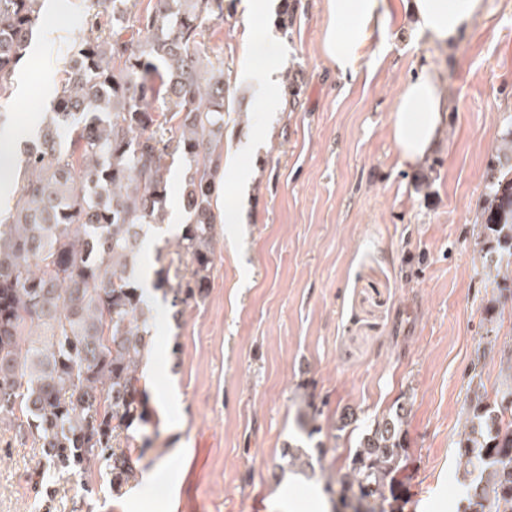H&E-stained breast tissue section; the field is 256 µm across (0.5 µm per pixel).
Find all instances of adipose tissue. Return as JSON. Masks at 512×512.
Segmentation results:
<instances>
[{"mask_svg":"<svg viewBox=\"0 0 512 512\" xmlns=\"http://www.w3.org/2000/svg\"><path fill=\"white\" fill-rule=\"evenodd\" d=\"M418 38L453 45L485 11L484 0H408ZM331 20L322 51L340 77L357 76L375 31L390 22L389 0H328ZM448 99L439 73L422 67L402 87L390 114V130L401 164L422 165L432 154L446 121Z\"/></svg>","mask_w":512,"mask_h":512,"instance_id":"obj_1","label":"adipose tissue"}]
</instances>
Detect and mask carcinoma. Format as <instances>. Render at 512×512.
Instances as JSON below:
<instances>
[{
	"instance_id": "obj_1",
	"label": "carcinoma",
	"mask_w": 512,
	"mask_h": 512,
	"mask_svg": "<svg viewBox=\"0 0 512 512\" xmlns=\"http://www.w3.org/2000/svg\"><path fill=\"white\" fill-rule=\"evenodd\" d=\"M47 0H0V99L32 51ZM80 33L68 76L21 171L6 158L0 177L13 207L0 213V422L40 444L42 469L73 475L106 463L112 491L137 481L150 444L142 365L155 316L134 267L150 233L169 220V169L185 162L186 222L167 257L157 251L152 288L174 308L205 299L216 257L214 196L223 172L224 62L205 45L224 0H79ZM496 147L475 219L496 284L490 324L474 349L463 428L455 445L463 496L458 512H512V343L499 342L512 304V115ZM503 377L493 392L487 362ZM288 468L314 471L301 442L319 433L320 410L298 395ZM409 409L402 402L362 434L344 472L327 479L353 512H392L387 492L407 457Z\"/></svg>"
}]
</instances>
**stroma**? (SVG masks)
Instances as JSON below:
<instances>
[{"mask_svg":"<svg viewBox=\"0 0 512 512\" xmlns=\"http://www.w3.org/2000/svg\"><path fill=\"white\" fill-rule=\"evenodd\" d=\"M473 29L449 48L415 39L403 0L375 33L357 79L343 81L321 47L326 0H298L281 32V0H225L206 33L231 79L225 157L246 190L222 177L206 299L173 316L153 300L156 354L143 384L152 423L143 470L113 495L106 469L52 476V512H326L325 477L343 470L360 435L411 401L408 456L393 480L400 512H456L454 440L474 349L492 293L475 270V216L495 148L512 114V0H485ZM79 13L58 0L38 51L0 111L17 159L35 138ZM450 92L431 160L403 167L389 115L420 67ZM278 70L271 88L264 72ZM312 396L323 428L308 441L324 471L287 479L297 395ZM352 415L350 426L336 421ZM39 445L0 425V512H45L32 476Z\"/></svg>","mask_w":512,"mask_h":512,"instance_id":"1","label":"stroma"}]
</instances>
